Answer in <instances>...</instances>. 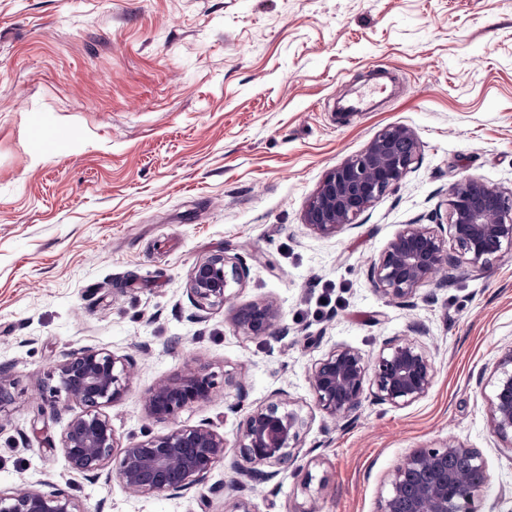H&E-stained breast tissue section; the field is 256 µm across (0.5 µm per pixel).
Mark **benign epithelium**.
Returning <instances> with one entry per match:
<instances>
[{
  "instance_id": "7a95c632",
  "label": "benign epithelium",
  "mask_w": 512,
  "mask_h": 512,
  "mask_svg": "<svg viewBox=\"0 0 512 512\" xmlns=\"http://www.w3.org/2000/svg\"><path fill=\"white\" fill-rule=\"evenodd\" d=\"M417 139L404 124L382 129L359 154L329 171L310 197L305 225L320 237L341 232L406 174L415 160ZM448 229L472 265L512 248V192L507 194L479 177L467 176L450 189ZM453 262L444 240L426 224H405L371 263L375 287L395 299H407L428 283L448 282ZM243 266L225 254L197 264L187 292L200 307L229 302L240 284ZM282 313L272 300L232 309L231 323L247 339L270 334ZM66 404L79 409L68 422L60 451L70 467L84 475L107 473L130 493L180 496L205 483L228 456L224 435L205 426L175 427L146 440L119 444L104 408L121 399L132 380L131 363L105 349L83 348L57 366ZM434 367L427 351L409 337L390 339L372 358L338 346L311 367L309 383L316 407L338 425L358 416L370 397L395 407L427 395ZM213 395L211 377L186 366L162 380L145 397L148 414L173 419L183 408ZM490 402L494 435L512 445V353L498 369ZM306 419L282 401L253 409L235 448L236 491L254 480L268 481L297 460ZM488 480L481 452L453 438L439 448H419L393 470L388 495L378 512H477L475 501ZM0 512H85L65 490L0 489Z\"/></svg>"
}]
</instances>
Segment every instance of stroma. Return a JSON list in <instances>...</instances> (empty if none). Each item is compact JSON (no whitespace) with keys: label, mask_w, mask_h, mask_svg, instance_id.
<instances>
[{"label":"stroma","mask_w":512,"mask_h":512,"mask_svg":"<svg viewBox=\"0 0 512 512\" xmlns=\"http://www.w3.org/2000/svg\"><path fill=\"white\" fill-rule=\"evenodd\" d=\"M378 64L383 105L340 118L337 98ZM391 124L412 128L416 161L354 224L315 235L303 214L326 172ZM468 175L512 190V0H0V488L48 483L86 512H231L241 497L255 512H377L399 462L452 437L485 458L478 512H512L489 403L512 352V250L406 300L369 277L402 225L446 238L449 189ZM223 252L247 271L235 304L279 305L271 335L245 339L229 307L188 296L195 265ZM402 336L432 359L427 395L368 399L332 424L313 362ZM84 347L132 364L106 409L120 443L178 425L232 444L282 399L308 422L297 461L238 493L228 458L178 497L71 470L58 445L74 410L54 372ZM188 363L212 398L152 419L146 394Z\"/></svg>","instance_id":"stroma-1"}]
</instances>
